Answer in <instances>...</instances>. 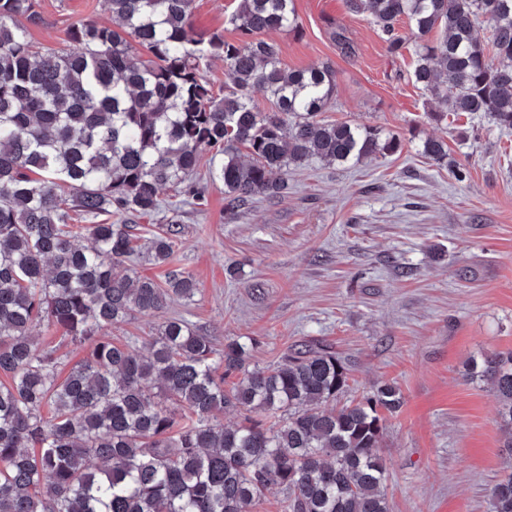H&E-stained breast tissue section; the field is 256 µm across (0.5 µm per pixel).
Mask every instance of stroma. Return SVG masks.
<instances>
[{
	"label": "stroma",
	"mask_w": 512,
	"mask_h": 512,
	"mask_svg": "<svg viewBox=\"0 0 512 512\" xmlns=\"http://www.w3.org/2000/svg\"><path fill=\"white\" fill-rule=\"evenodd\" d=\"M37 46L63 47L76 23H110L102 0H36ZM235 0H194V38L222 34ZM300 34L270 32L280 65L323 63L336 74L324 112L335 122L379 126L401 140L396 153L358 164L314 161L290 169L288 191L224 210V184L200 150L193 176L204 196L160 190V209L137 219L147 238L176 222L165 264L139 254L129 267L164 282L190 273L192 299L173 298L161 317L137 315L109 328L116 340L152 334L159 318L184 319L216 347L251 344L253 365L327 345L349 367L347 398L397 386L404 404L379 446L391 512H492L490 487L512 471V432L496 420L489 384L471 380L470 358L512 352V130L430 116L411 53L390 55L379 25L345 0H295ZM448 157L422 153L426 139ZM467 171L456 181L451 169Z\"/></svg>",
	"instance_id": "1"
}]
</instances>
